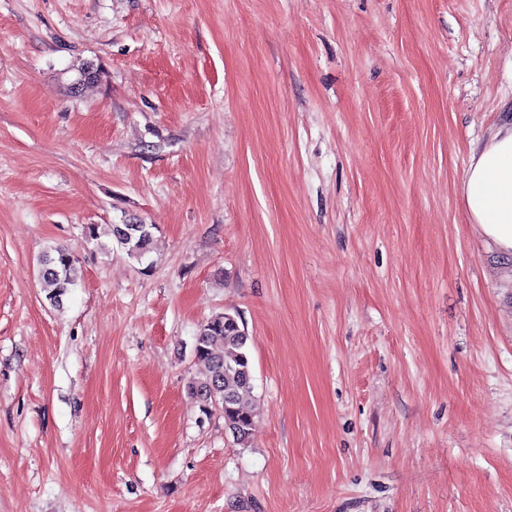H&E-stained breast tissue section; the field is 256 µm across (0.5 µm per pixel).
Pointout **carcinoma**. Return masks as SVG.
Here are the masks:
<instances>
[{
    "label": "carcinoma",
    "instance_id": "obj_1",
    "mask_svg": "<svg viewBox=\"0 0 512 512\" xmlns=\"http://www.w3.org/2000/svg\"><path fill=\"white\" fill-rule=\"evenodd\" d=\"M113 237L137 261L152 251L150 224H115ZM77 264L74 254L63 247H54L43 256L39 281L51 305L61 306L76 285ZM193 354L202 373L189 382V394L200 403L224 408L225 428L237 442H245L255 416L249 336L227 316L216 315L200 327Z\"/></svg>",
    "mask_w": 512,
    "mask_h": 512
}]
</instances>
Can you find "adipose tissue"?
I'll return each instance as SVG.
<instances>
[{
    "instance_id": "ef3b65f1",
    "label": "adipose tissue",
    "mask_w": 512,
    "mask_h": 512,
    "mask_svg": "<svg viewBox=\"0 0 512 512\" xmlns=\"http://www.w3.org/2000/svg\"><path fill=\"white\" fill-rule=\"evenodd\" d=\"M459 196L481 237L512 257V116L503 117L472 151Z\"/></svg>"
}]
</instances>
